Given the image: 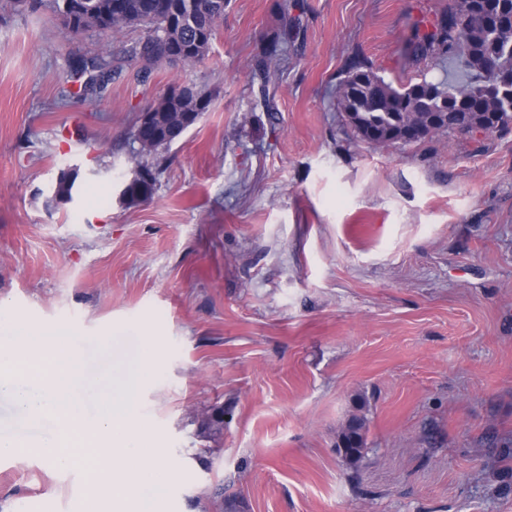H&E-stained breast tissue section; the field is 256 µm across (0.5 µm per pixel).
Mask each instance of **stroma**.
<instances>
[{"instance_id":"stroma-1","label":"stroma","mask_w":512,"mask_h":512,"mask_svg":"<svg viewBox=\"0 0 512 512\" xmlns=\"http://www.w3.org/2000/svg\"><path fill=\"white\" fill-rule=\"evenodd\" d=\"M289 0H228L199 63L140 79L145 35L65 37L48 5H0V336L77 330L84 374L114 383L158 354L138 409L179 475L155 512H512V130L361 141L337 107L349 59L401 84L443 77L406 46L451 0H301L304 42L262 103L254 56ZM122 71L60 99L76 57ZM176 84L211 99L160 159L149 201L124 199L136 117ZM78 169L65 202L53 189ZM220 408L221 450L197 433ZM366 418L358 465L336 448ZM0 512H84L81 468L50 467L38 425L0 400Z\"/></svg>"}]
</instances>
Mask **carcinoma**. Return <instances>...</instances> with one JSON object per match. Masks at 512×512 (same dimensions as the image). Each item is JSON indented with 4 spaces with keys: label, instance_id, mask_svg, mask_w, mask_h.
<instances>
[{
    "label": "carcinoma",
    "instance_id": "1",
    "mask_svg": "<svg viewBox=\"0 0 512 512\" xmlns=\"http://www.w3.org/2000/svg\"><path fill=\"white\" fill-rule=\"evenodd\" d=\"M50 0L56 17L74 15V22L64 31L75 38L89 30L108 35L126 27L149 28L144 40L130 51V57L142 62V77L151 67L168 59L169 51L183 50V62L203 60L216 38L217 23L224 18L225 0ZM432 30L415 33L409 55L420 64L433 58L452 61L461 78L444 77L433 81L396 86L379 75L366 59L354 58L343 71L338 84V105L349 122L369 144L394 145L402 138V129L415 115L432 132H457L480 129L493 134L512 129V83L505 84L498 75H512V0H453L448 9L431 23ZM299 19L283 15L280 30L255 57L251 80L260 81L261 95H266L271 70L288 42L299 35ZM495 63L498 73L489 70ZM118 67L112 64L107 48L90 58L80 57L71 66V75L84 78L74 94L100 92L112 83ZM210 104L202 91L183 98H161L153 105L156 126L180 127L189 112H204ZM411 107L414 113L406 112ZM141 180L130 187L128 200L140 201V194L153 193L155 172L147 163H138ZM354 446L344 450L351 462L361 457L366 447L365 419L355 417ZM224 421L218 414L203 413L198 419V433L219 444Z\"/></svg>",
    "mask_w": 512,
    "mask_h": 512
}]
</instances>
